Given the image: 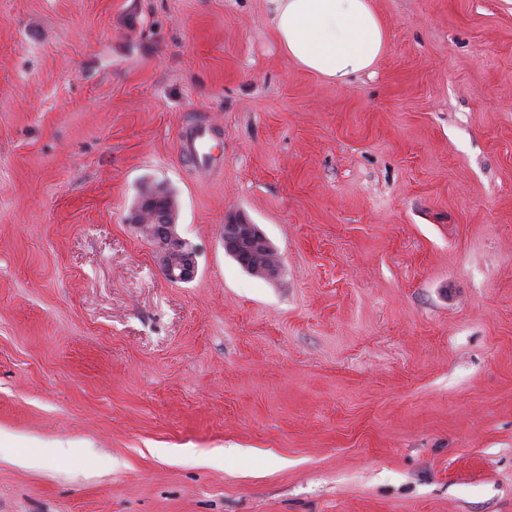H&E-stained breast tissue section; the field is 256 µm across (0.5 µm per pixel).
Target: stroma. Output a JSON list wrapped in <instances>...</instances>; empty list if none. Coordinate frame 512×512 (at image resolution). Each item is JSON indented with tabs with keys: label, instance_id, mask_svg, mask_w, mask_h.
<instances>
[{
	"label": "stroma",
	"instance_id": "35a3bbf8",
	"mask_svg": "<svg viewBox=\"0 0 512 512\" xmlns=\"http://www.w3.org/2000/svg\"><path fill=\"white\" fill-rule=\"evenodd\" d=\"M373 5L337 84L270 0H0V512H512V0ZM215 139V127L207 120H197L182 128L180 153L193 164L198 175L213 178L216 171L222 173L223 166L217 169L213 153ZM175 215L168 194L157 187L138 197L129 223L154 246L164 277L172 283H187L197 273L196 251L176 233ZM244 239H252L262 246L272 245L257 224H251L249 221L241 217L225 222L222 227V242L224 250L228 254H231V256L233 255L232 257L241 266V268L248 272L242 263H245L247 266H256L257 264L264 263L268 255L265 248L257 246L255 251H251L248 254L242 252L239 253L237 257L238 245Z\"/></svg>",
	"mask_w": 512,
	"mask_h": 512
}]
</instances>
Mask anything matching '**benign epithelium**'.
<instances>
[{
    "mask_svg": "<svg viewBox=\"0 0 512 512\" xmlns=\"http://www.w3.org/2000/svg\"><path fill=\"white\" fill-rule=\"evenodd\" d=\"M175 215L168 194L164 188L157 187L138 197L129 223L154 246L164 277L172 283H187L197 273L196 251L176 233ZM244 239L263 246L269 244L258 225L241 217L225 222L222 242L227 253L237 255L238 245Z\"/></svg>",
    "mask_w": 512,
    "mask_h": 512,
    "instance_id": "benign-epithelium-1",
    "label": "benign epithelium"
}]
</instances>
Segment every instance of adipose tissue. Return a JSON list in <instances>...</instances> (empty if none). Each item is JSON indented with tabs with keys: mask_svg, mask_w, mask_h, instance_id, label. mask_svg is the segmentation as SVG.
I'll return each instance as SVG.
<instances>
[{
	"mask_svg": "<svg viewBox=\"0 0 512 512\" xmlns=\"http://www.w3.org/2000/svg\"><path fill=\"white\" fill-rule=\"evenodd\" d=\"M281 50L301 68L344 84L373 71L384 55L387 29L372 0H271Z\"/></svg>",
	"mask_w": 512,
	"mask_h": 512,
	"instance_id": "1",
	"label": "adipose tissue"
}]
</instances>
